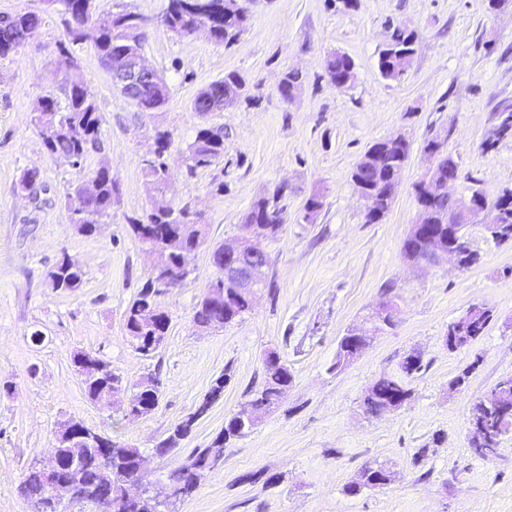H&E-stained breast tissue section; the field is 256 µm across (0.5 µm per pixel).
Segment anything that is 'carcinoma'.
Returning a JSON list of instances; mask_svg holds the SVG:
<instances>
[{"mask_svg": "<svg viewBox=\"0 0 512 512\" xmlns=\"http://www.w3.org/2000/svg\"><path fill=\"white\" fill-rule=\"evenodd\" d=\"M93 0H47L49 4L61 6V12L66 16V34L68 44H59V65L70 62L72 55L68 45H79L91 42L98 55L108 65L119 59L127 58L132 49L130 41L142 39V33H134L138 27L140 14L122 9L110 15L103 24L92 22ZM224 3V12L233 16L234 20L227 28L216 31L214 42L217 44L232 43L243 31L246 21L245 7L239 0H167L163 15L165 26L179 36H188L196 28L200 12L219 3ZM43 17L36 11L15 14H0V57L15 52L27 43L32 34L39 31ZM414 31L405 26H396L391 31L392 47L380 52L378 59L379 70L387 79H398L410 68L407 55L413 51ZM241 78L235 72L224 75V79L208 85L202 95L193 101V110L204 111L207 103L214 99H234L240 95ZM67 103H59L46 97L42 100L39 112L32 117V123L39 129L49 128L50 136L43 138L47 151L63 159L74 168L82 167L88 153L100 149V134L103 116L99 112L93 96L86 87L74 84L66 92ZM169 102V92L146 94L137 107L143 112L154 108H164ZM188 152L195 160L194 167L207 168L224 156V129L202 128L198 130L194 140L188 145ZM143 170L150 183L157 186L165 182L166 164L160 159L144 160ZM95 190L86 195L77 186L66 194V206L71 223L75 224L82 233H91L96 225L102 223L104 217L112 210L115 194L112 175L109 169L102 165L95 173ZM284 196V188L276 190L273 198H262L256 201L246 213V216L257 218L258 228L268 240H275L282 231V225L268 223V218L281 216L282 208L279 201ZM321 196H310L304 205L303 219L312 224L322 210ZM187 209L178 210L167 207L165 210L152 212L149 223L134 221L132 231L142 247L153 252L166 268H177L181 264L185 252L201 246L207 237L208 228H202L186 220ZM407 254L405 258L416 262L425 255L427 244L423 238H411L406 241ZM52 277L58 281V287L64 291H74L83 283V270L79 264L66 258L55 267ZM155 293L151 286H146L139 297L133 301L126 313V329L131 336L138 337L136 350L143 356L153 352L150 337L163 336L168 326V318L162 317L152 324L143 321L144 310L155 302ZM251 309L250 300L235 292L232 288L224 291V299L217 301L204 293L197 303L193 321L200 324L215 323L219 326L229 324L242 317ZM490 319V311L482 309L476 315L464 319L459 318L452 323L458 332L464 336L477 338L480 336ZM265 385L252 398L257 407L262 408L279 401L288 391L292 383V374L275 352H270L264 361ZM408 395V390L397 380L382 378L374 383L365 397L364 403L370 410L385 407V401L397 397L401 400ZM486 431L496 434L506 432L512 427V414H503L497 409L487 413L483 418ZM249 432V428H241L237 415L230 416L225 421L224 429L213 440L208 448H197L189 457L187 465L175 470L169 476L173 483L175 496L184 499L193 495L197 490L196 481L189 469L204 467L209 461L216 460L223 453L224 443L239 439ZM141 456L140 449L129 445L112 442V455L108 464L112 465V483L106 484L99 479L97 461H90L77 479V493L85 492L92 496H112V512H160L159 504L149 495L139 499H130L124 491L118 489L120 476L129 479L138 478V471L132 465V459ZM389 481L386 470L382 467L365 469L360 479L346 488V492L355 495L364 488L382 487ZM24 484L28 496L32 500H40L44 495V480L39 468L30 467Z\"/></svg>", "mask_w": 512, "mask_h": 512, "instance_id": "cac0c4a2", "label": "carcinoma"}]
</instances>
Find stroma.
<instances>
[{
	"label": "stroma",
	"instance_id": "1",
	"mask_svg": "<svg viewBox=\"0 0 512 512\" xmlns=\"http://www.w3.org/2000/svg\"><path fill=\"white\" fill-rule=\"evenodd\" d=\"M166 4L96 0L93 12L101 21L123 6L145 18L144 57L164 77L170 100L165 111L144 112L113 88L91 43L75 46L74 68H58L60 13L43 0H0V13L44 14L34 40L0 57V512H30L21 492L27 471L71 419L140 448L147 459L141 486L165 493L170 472L209 447L261 389L271 351L293 376L285 398L227 445L171 512H512V432L486 457L468 434L472 406L512 376V240L467 225L480 260L466 269L444 262L419 271L401 252L417 217L413 186L429 164L423 148L434 136L458 164L456 192L475 187L492 200L512 187V137L486 144L500 113L512 112V8L490 12L484 0H246L243 32L218 45L203 30L186 37L168 30ZM397 25L414 30L415 53L407 73L389 80L377 58ZM332 52L355 64L349 89L325 76ZM290 68L301 69L305 83L287 102L277 84ZM229 71L246 84L242 98L193 111L197 93ZM74 82L104 117L102 149L79 169L47 152L31 121L42 98L64 100ZM203 127L223 128L224 156L196 169L187 147ZM159 130L170 133L171 146L158 190L148 185L143 160ZM400 133L411 142L401 186L385 216L367 222L351 173L371 144ZM102 165L116 200L85 234L71 224L65 196ZM32 169L39 173L34 192H20ZM280 187L283 230L260 243L269 255L266 288L242 318L199 330L193 313L213 275L211 251L233 244L252 203ZM315 193L323 209L308 224L303 207ZM162 200L194 208L208 237L191 255L189 275L157 296L169 327L145 357L125 313L153 258L129 222ZM66 258L84 271L71 293L51 278ZM388 301L394 326L372 333L355 359L335 369L340 338L368 328ZM473 305L490 311L484 333L448 348L449 324ZM80 351L128 383L154 380L158 407L131 417L123 404L91 402L73 362ZM411 354L422 369L408 376L402 363ZM383 377L401 380L409 397L398 408L368 411L363 400ZM219 378L221 398L176 449L156 454ZM377 466L389 471L387 485L347 493Z\"/></svg>",
	"mask_w": 512,
	"mask_h": 512
}]
</instances>
